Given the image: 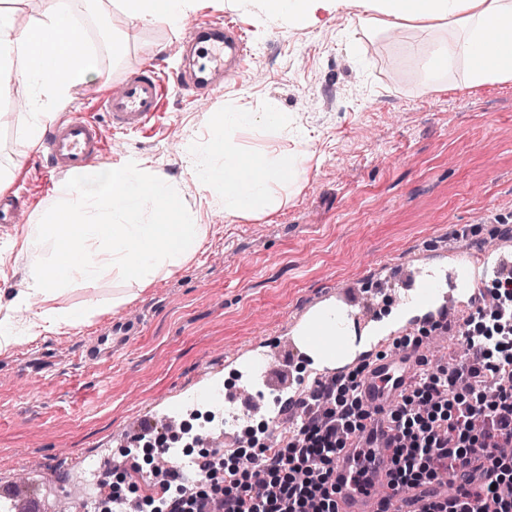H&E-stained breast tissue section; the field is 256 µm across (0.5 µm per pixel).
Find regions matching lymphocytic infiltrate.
<instances>
[{
  "label": "lymphocytic infiltrate",
  "instance_id": "lymphocytic-infiltrate-1",
  "mask_svg": "<svg viewBox=\"0 0 512 512\" xmlns=\"http://www.w3.org/2000/svg\"><path fill=\"white\" fill-rule=\"evenodd\" d=\"M496 310H477L489 324L469 337L459 363L424 370L390 417L398 430L392 481L425 488L419 512H512V273L495 279ZM356 374L314 397L288 440L239 448L203 463L193 487L166 482L162 497L143 500L149 512H205L208 486L219 483L223 512H336L332 462L366 416L355 395Z\"/></svg>",
  "mask_w": 512,
  "mask_h": 512
}]
</instances>
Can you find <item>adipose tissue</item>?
Listing matches in <instances>:
<instances>
[{"label":"adipose tissue","instance_id":"obj_1","mask_svg":"<svg viewBox=\"0 0 512 512\" xmlns=\"http://www.w3.org/2000/svg\"><path fill=\"white\" fill-rule=\"evenodd\" d=\"M195 0H118L122 12L140 23L178 28ZM315 0H257L269 26L309 24ZM353 8L363 26L403 29L415 23L454 28L419 53L425 85L443 90L448 71L462 64L466 86L512 82V52L492 50L486 39L496 28L512 39V0H335ZM69 12L50 0L26 32H18L15 11L0 7V76L20 75L31 90L27 136L37 142L59 106L71 103L78 87L99 71L98 54L75 50L67 31ZM243 134L301 140L287 113L272 101L260 108L233 104L213 113L206 133L189 146L186 168L209 192L211 204L229 218H259L276 213L287 201L310 159L307 151L245 150ZM203 225L179 206L176 186L137 163L107 170L89 168L59 186L36 223L26 225L21 247L31 260L27 286L14 299L42 306L21 323L0 319V353L22 340L36 341L88 322L105 312L100 300L76 308L60 298L73 282L95 287L108 272L145 288L158 275L172 273L203 247Z\"/></svg>","mask_w":512,"mask_h":512}]
</instances>
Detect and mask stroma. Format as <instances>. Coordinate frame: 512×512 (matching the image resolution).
I'll return each instance as SVG.
<instances>
[{"instance_id":"1","label":"stroma","mask_w":512,"mask_h":512,"mask_svg":"<svg viewBox=\"0 0 512 512\" xmlns=\"http://www.w3.org/2000/svg\"><path fill=\"white\" fill-rule=\"evenodd\" d=\"M232 20L270 70L248 72L208 100L169 86L149 129L108 134L100 168L139 162L174 179L183 211L207 230L202 250L160 276L127 304L89 322L0 354V486L56 497L86 486L68 467L76 455L115 448L133 427L158 426L200 381L223 376L224 357L276 332L332 286L359 302L358 284L389 260L423 265L429 254L512 230V83L465 87L456 67L448 87L426 91L411 45L427 31L364 35L354 9L322 0L305 26L270 27L252 0H196L184 24H143L110 16L113 52L75 94L70 108L98 123L102 97L146 64L180 66L179 41L192 24ZM275 100L308 138L311 159L298 188L276 213L225 217L187 172L182 145L199 139L212 113L234 103ZM27 112L0 125V166L11 190H26L37 219L64 176L48 171L26 136ZM467 238H460V230ZM20 227L0 228V318L16 316L30 259ZM141 315L144 330L111 361L86 364L82 347L108 320Z\"/></svg>"}]
</instances>
